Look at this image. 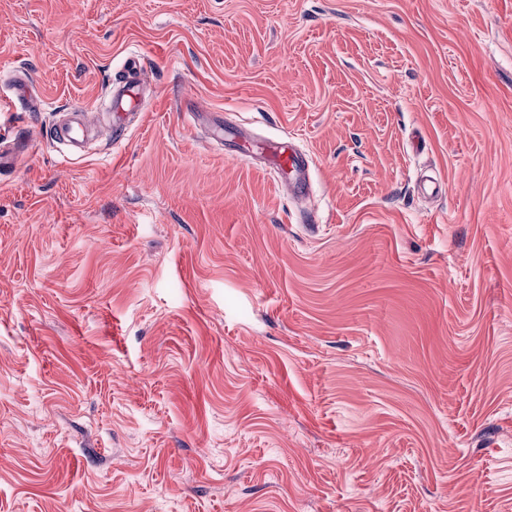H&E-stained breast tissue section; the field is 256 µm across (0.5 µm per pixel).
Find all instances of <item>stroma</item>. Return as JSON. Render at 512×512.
I'll use <instances>...</instances> for the list:
<instances>
[{
  "instance_id": "stroma-1",
  "label": "stroma",
  "mask_w": 512,
  "mask_h": 512,
  "mask_svg": "<svg viewBox=\"0 0 512 512\" xmlns=\"http://www.w3.org/2000/svg\"><path fill=\"white\" fill-rule=\"evenodd\" d=\"M0 94V512H512V0H0ZM144 81L138 72H134L132 76H122L119 80H115L114 92L108 105L109 112H113L108 138L114 145L123 139L127 113L142 110L144 107L145 100L141 90ZM258 143L261 152L255 157L265 162L272 180L276 184L287 183L298 195L306 193L312 165L310 155L297 147L288 136Z\"/></svg>"
}]
</instances>
